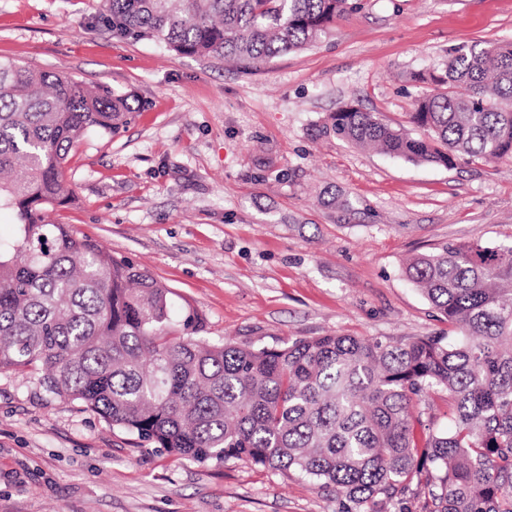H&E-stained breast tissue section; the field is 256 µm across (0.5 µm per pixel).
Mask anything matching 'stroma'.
<instances>
[{"label":"stroma","instance_id":"obj_1","mask_svg":"<svg viewBox=\"0 0 512 512\" xmlns=\"http://www.w3.org/2000/svg\"><path fill=\"white\" fill-rule=\"evenodd\" d=\"M512 41V0H357L321 43L248 72L113 31L104 0H0V57L131 95L71 150L51 214L144 269L214 342L444 336L405 275L447 243H512V160L414 164L327 133L344 104L409 127L416 72ZM296 473L197 463L0 372V512H341Z\"/></svg>","mask_w":512,"mask_h":512}]
</instances>
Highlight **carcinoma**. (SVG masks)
I'll return each mask as SVG.
<instances>
[{
	"instance_id": "obj_1",
	"label": "carcinoma",
	"mask_w": 512,
	"mask_h": 512,
	"mask_svg": "<svg viewBox=\"0 0 512 512\" xmlns=\"http://www.w3.org/2000/svg\"><path fill=\"white\" fill-rule=\"evenodd\" d=\"M112 24L181 55L251 69L324 39L354 0H107ZM414 80L420 138L345 105L328 129L357 146L449 167L512 159V42L462 46ZM138 109L53 70L0 59V371L32 377L180 459L247 460L388 512L414 480L430 512H512V245L446 244L410 259L413 284L453 327L409 342L326 335L277 348L198 336L161 280L50 213L86 134ZM448 406V429L426 411Z\"/></svg>"
}]
</instances>
